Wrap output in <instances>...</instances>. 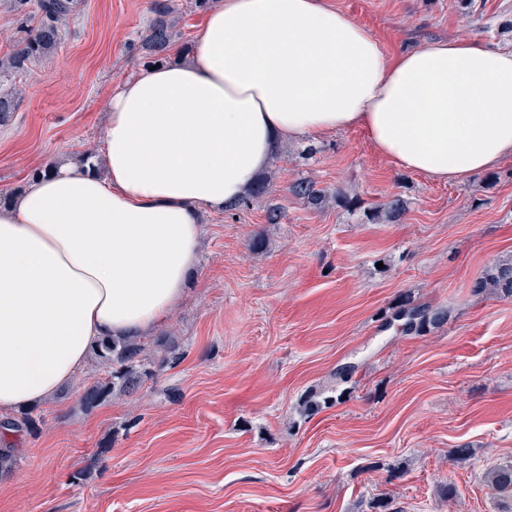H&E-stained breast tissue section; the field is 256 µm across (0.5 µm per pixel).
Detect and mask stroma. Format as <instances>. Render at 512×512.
<instances>
[{
	"label": "stroma",
	"instance_id": "obj_1",
	"mask_svg": "<svg viewBox=\"0 0 512 512\" xmlns=\"http://www.w3.org/2000/svg\"><path fill=\"white\" fill-rule=\"evenodd\" d=\"M331 2L388 53L462 37L512 49V0ZM150 3L84 0L53 57L0 81L20 100L0 126V193L98 151L112 87L144 67L132 45ZM263 174L285 218L267 223L261 202L204 214L199 262L158 328L173 357L149 350L142 389L93 411L79 402L92 358L37 403L0 512H370L377 498L396 512H512L487 482L512 460V299L472 291L512 259V160L437 182L347 128L283 143ZM300 177L370 204L398 195L408 211L377 224L333 200L315 209L288 192ZM403 294L447 322L421 336L383 327ZM347 362L360 370L337 384ZM334 389V406L301 411Z\"/></svg>",
	"mask_w": 512,
	"mask_h": 512
}]
</instances>
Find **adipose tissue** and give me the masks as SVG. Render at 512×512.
I'll return each instance as SVG.
<instances>
[{
    "instance_id": "adipose-tissue-1",
    "label": "adipose tissue",
    "mask_w": 512,
    "mask_h": 512,
    "mask_svg": "<svg viewBox=\"0 0 512 512\" xmlns=\"http://www.w3.org/2000/svg\"><path fill=\"white\" fill-rule=\"evenodd\" d=\"M106 110L104 173L63 163L0 207V413L73 382L100 340L159 326L202 214L243 197L283 140L358 127L443 182L512 159V50L390 56L328 0H219L190 60L114 85Z\"/></svg>"
}]
</instances>
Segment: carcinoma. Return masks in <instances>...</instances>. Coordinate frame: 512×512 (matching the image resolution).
<instances>
[{
  "label": "carcinoma",
  "mask_w": 512,
  "mask_h": 512,
  "mask_svg": "<svg viewBox=\"0 0 512 512\" xmlns=\"http://www.w3.org/2000/svg\"><path fill=\"white\" fill-rule=\"evenodd\" d=\"M17 15L16 49L0 58V78L9 79L26 72L30 65L46 61L55 53L67 21L79 10L80 0H9ZM151 18L141 33L135 50L144 64L163 63L174 39L175 5L173 0H152ZM36 25H30L31 21ZM19 99L13 94H0V124L6 123L17 111ZM273 188L267 180H257L254 189L245 197L227 206L229 210L248 209L254 201L272 195ZM288 192L307 205L319 209L329 196V191L317 182L300 177L288 186ZM406 213L405 200L394 195L386 201L368 208L367 217L373 221L397 224ZM474 292L491 293L500 298H512V260L495 264L474 284ZM448 310L426 303H416L405 298L395 320L404 335L423 334L431 327L447 320ZM92 353L101 366V373L83 386L81 403L87 409L100 405L114 392L131 395L140 390L150 374L146 346L137 337H114L97 343ZM338 397L328 395L320 400L309 395L302 401L304 411L314 415L336 403ZM35 423L33 410L26 409L15 416L0 421V438L6 432L18 435ZM17 463L16 448L10 443L0 446V475L12 471ZM488 483L498 492L512 495V460L489 472Z\"/></svg>",
  "instance_id": "obj_1"
}]
</instances>
